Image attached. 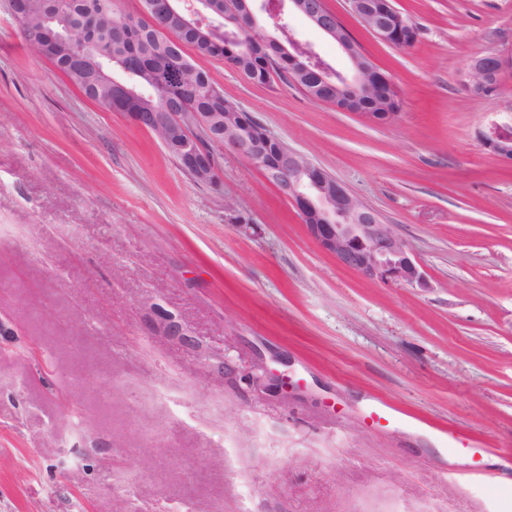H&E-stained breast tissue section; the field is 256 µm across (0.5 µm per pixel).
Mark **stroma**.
<instances>
[{
	"label": "stroma",
	"instance_id": "stroma-1",
	"mask_svg": "<svg viewBox=\"0 0 512 512\" xmlns=\"http://www.w3.org/2000/svg\"><path fill=\"white\" fill-rule=\"evenodd\" d=\"M327 5L391 79L393 120L197 63L378 210L428 287L339 266L233 152L219 186L193 182L31 55L0 0V512H512V164L480 140L512 121V74L492 97L461 81L512 51V0H394L410 47ZM288 25L347 70L334 40ZM157 306L233 373L149 334ZM259 363L287 390L257 395ZM378 400L404 420L365 419ZM441 431L475 445L483 476L449 477L468 461Z\"/></svg>",
	"mask_w": 512,
	"mask_h": 512
}]
</instances>
